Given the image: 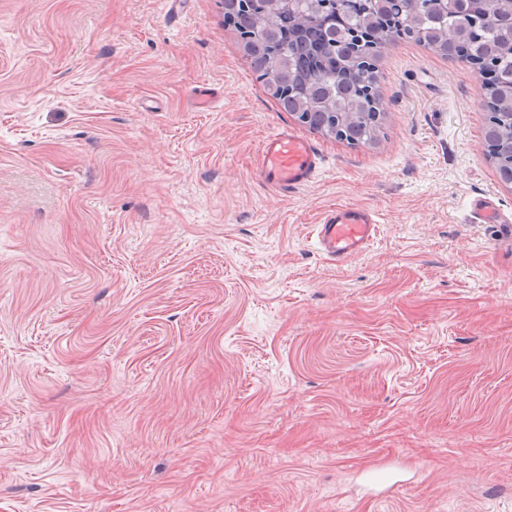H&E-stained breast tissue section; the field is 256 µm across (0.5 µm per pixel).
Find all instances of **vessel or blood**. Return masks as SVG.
<instances>
[{
    "label": "vessel or blood",
    "mask_w": 512,
    "mask_h": 512,
    "mask_svg": "<svg viewBox=\"0 0 512 512\" xmlns=\"http://www.w3.org/2000/svg\"><path fill=\"white\" fill-rule=\"evenodd\" d=\"M318 166L319 155L308 141L280 131L264 139L256 171L266 187L284 191L307 186ZM377 228L370 211L342 206L327 212L318 224L315 244L329 261L341 263L364 253L373 243Z\"/></svg>",
    "instance_id": "vessel-or-blood-1"
}]
</instances>
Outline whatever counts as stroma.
Returning <instances> with one entry per match:
<instances>
[{"label": "stroma", "instance_id": "35a3bbf8", "mask_svg": "<svg viewBox=\"0 0 512 512\" xmlns=\"http://www.w3.org/2000/svg\"><path fill=\"white\" fill-rule=\"evenodd\" d=\"M378 71L352 147L278 110L220 0H0V512H512L481 83L405 40ZM283 129L320 157L290 192L254 176ZM343 205L379 225L336 264ZM474 218L479 224H501V221L495 217V209L487 199H477L473 202ZM506 227V235L512 244V226L501 224L500 227ZM377 221L365 209L337 207L326 213L315 232V245L329 261L341 263L373 243Z\"/></svg>", "mask_w": 512, "mask_h": 512}]
</instances>
